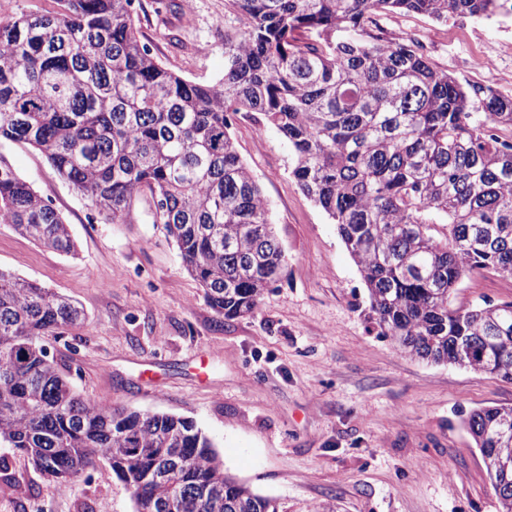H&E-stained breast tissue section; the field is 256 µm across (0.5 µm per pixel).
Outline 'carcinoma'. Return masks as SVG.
Here are the masks:
<instances>
[{"instance_id":"carcinoma-1","label":"carcinoma","mask_w":512,"mask_h":512,"mask_svg":"<svg viewBox=\"0 0 512 512\" xmlns=\"http://www.w3.org/2000/svg\"><path fill=\"white\" fill-rule=\"evenodd\" d=\"M53 15L0 21V142L43 152L112 224L148 192L184 266L218 318L253 313L285 251L238 155L234 116L257 112L291 145L299 188L336 224L366 287L368 317L408 356L512 381V301L456 306L464 277L512 278V97L435 68L388 13L446 22L512 17V0H228L224 75L188 81L141 43L134 0H58ZM367 40L338 42L336 29ZM315 30L321 41L301 33ZM0 223L65 255L69 225L0 158ZM83 311L0 270V446L58 489L96 460L134 512H277L224 471L189 417L81 397L44 337ZM465 423L493 488H512V407Z\"/></svg>"}]
</instances>
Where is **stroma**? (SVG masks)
Instances as JSON below:
<instances>
[{
	"mask_svg": "<svg viewBox=\"0 0 512 512\" xmlns=\"http://www.w3.org/2000/svg\"><path fill=\"white\" fill-rule=\"evenodd\" d=\"M141 42L186 80L224 74L227 0H135ZM390 36L410 33L433 66L460 83L512 94V19L459 24L388 14ZM494 69H478L482 56ZM258 115L236 117L238 153L269 205L287 261L250 315L218 320L155 224L148 194L122 224L104 222L44 153L0 143V157L69 224L78 254L67 257L0 224V269L39 282L84 311L79 327L46 337L60 371L92 401L193 418L229 473L276 500L279 512H501L483 457L463 419L512 406V381L457 365L412 359L379 336L366 290L335 224L300 190L293 151ZM512 300V279L465 278L456 304ZM18 491L0 512H133L124 484L97 460L76 491L55 486L12 449L0 447Z\"/></svg>",
	"mask_w": 512,
	"mask_h": 512,
	"instance_id": "stroma-1",
	"label": "stroma"
}]
</instances>
